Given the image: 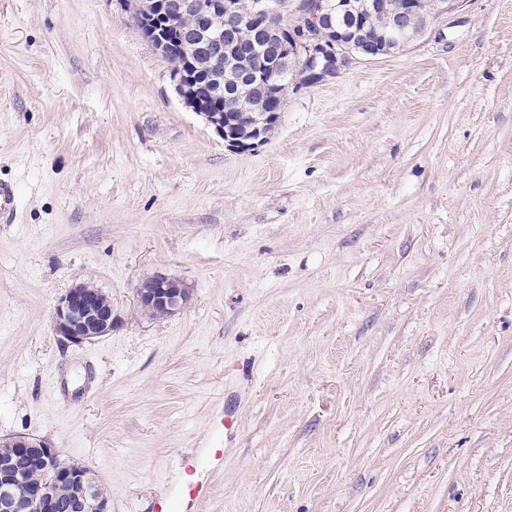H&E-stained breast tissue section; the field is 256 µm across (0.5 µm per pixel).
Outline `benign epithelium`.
<instances>
[{"label": "benign epithelium", "mask_w": 512, "mask_h": 512, "mask_svg": "<svg viewBox=\"0 0 512 512\" xmlns=\"http://www.w3.org/2000/svg\"><path fill=\"white\" fill-rule=\"evenodd\" d=\"M465 0H434V12L427 25H433L443 15L458 9ZM381 10L389 15V33L383 43H374L361 31L364 11ZM420 9L418 0H149L132 14L136 25L156 22V16L172 21L191 14L200 17L199 23L181 31V39L206 53L208 60L218 62L224 54L236 48L238 29L249 21L257 23L256 36L268 51L261 71L252 68L240 73L242 85L257 84L268 90L279 84L280 72L286 68L287 52L306 58L307 72L316 82L336 77L358 58L375 59L395 54L406 48L417 35L408 30L409 22ZM288 29L289 42L276 39L282 29ZM273 100L262 96L253 109V136L248 139L233 137L229 113L238 110L233 96L224 95V109L204 113L208 126L224 139L232 150L252 151L265 142L267 119ZM95 288L77 285L57 302L53 321L59 341L80 344L112 333L115 319L112 311L97 312ZM140 308L153 311L163 308L170 312L184 308L190 300L185 286L179 280L161 274L142 279L135 288ZM6 443L14 454L0 458V512H57L61 507L56 487L72 483L80 488L72 504V512H110L109 497L98 492L88 471L73 468L59 458L56 448L45 440L25 435L15 436ZM39 451V465L50 477L37 482L26 498L14 495V481L20 470L16 463L22 456Z\"/></svg>", "instance_id": "7a95c632"}]
</instances>
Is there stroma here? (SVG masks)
<instances>
[{"instance_id": "stroma-1", "label": "stroma", "mask_w": 512, "mask_h": 512, "mask_svg": "<svg viewBox=\"0 0 512 512\" xmlns=\"http://www.w3.org/2000/svg\"><path fill=\"white\" fill-rule=\"evenodd\" d=\"M124 0H0V440L90 469L111 512H512V0L291 81L229 150ZM187 306L153 317L138 281ZM89 282L111 335L61 345ZM135 295L138 306L149 311L163 308L175 312L184 308L190 300L181 281L161 274L142 279L135 288ZM210 485L205 476H199L186 489H184L181 500L177 506V512H195L197 504L209 496Z\"/></svg>"}]
</instances>
